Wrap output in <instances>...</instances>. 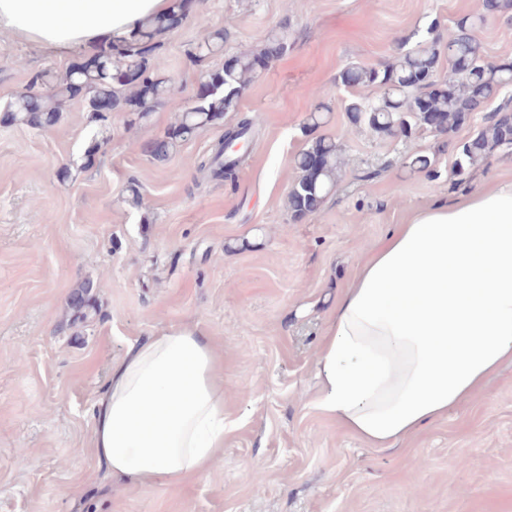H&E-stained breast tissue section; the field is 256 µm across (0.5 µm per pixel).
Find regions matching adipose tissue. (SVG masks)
<instances>
[{"label": "adipose tissue", "instance_id": "adipose-tissue-1", "mask_svg": "<svg viewBox=\"0 0 512 512\" xmlns=\"http://www.w3.org/2000/svg\"><path fill=\"white\" fill-rule=\"evenodd\" d=\"M171 0H0V33L65 55L119 39ZM512 366V181L413 211L367 251L336 299L316 361L319 407L373 448L447 417ZM212 336L172 327L130 344L93 410L116 479L179 485L224 446Z\"/></svg>", "mask_w": 512, "mask_h": 512}]
</instances>
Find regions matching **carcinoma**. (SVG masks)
<instances>
[{
    "label": "carcinoma",
    "instance_id": "carcinoma-1",
    "mask_svg": "<svg viewBox=\"0 0 512 512\" xmlns=\"http://www.w3.org/2000/svg\"><path fill=\"white\" fill-rule=\"evenodd\" d=\"M512 10V0H483V13L463 17L448 37V82L440 85L434 79L440 52L420 44L382 68H365L353 63L345 65L340 82L348 87L372 88L378 91L371 100L357 95L346 103L351 123L366 124L382 137L403 135L413 138L439 123L453 131L465 124L471 115L483 110L486 102L512 86V61H485L482 46L474 31L489 15H503ZM185 17V0H173L171 8L145 18L128 35L93 46L65 71L37 72L30 77L28 88L19 92L6 105V122L35 129L55 126L62 117L65 102H84L90 121L106 124L110 114L125 112L128 125L146 119L168 91L169 80L160 73V37L174 31L173 21ZM224 42V32L217 31L211 39L198 44L191 57L200 61L214 53ZM288 50V34L279 30L268 37V47L257 53L242 51L235 55L236 64L229 72L215 71L208 75L210 91L178 117L167 135L155 139L147 148L157 160L166 159L177 141L187 140L202 127L224 118V113L237 108L247 84L257 75L256 64L267 63ZM137 69L140 80L131 81L127 72ZM43 87L46 93L34 89ZM108 104V111L100 104ZM234 140L254 139L253 121L245 118L237 126L224 131ZM456 150L454 173L459 180L484 161L493 151L512 150V103L505 100L494 111L486 125L469 140L453 146ZM224 143H219L211 156L200 162L198 170L214 179L231 180L244 157L225 159ZM298 177L288 192L289 209L296 219L316 213L333 188L342 170L343 161L335 141L317 139L308 149L294 156ZM403 166L413 172L433 171V158L415 153L403 159ZM93 284L77 286L70 299V308L81 310Z\"/></svg>",
    "mask_w": 512,
    "mask_h": 512
}]
</instances>
